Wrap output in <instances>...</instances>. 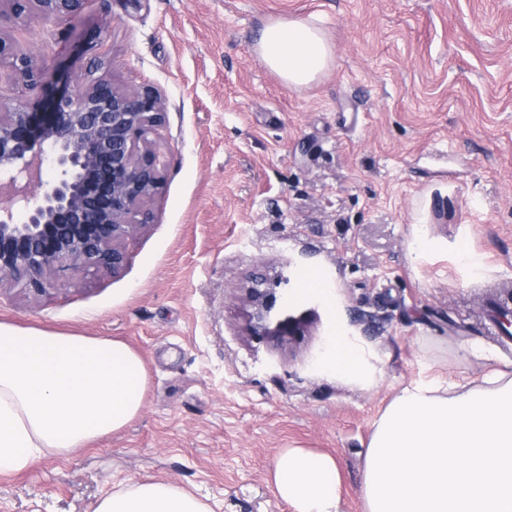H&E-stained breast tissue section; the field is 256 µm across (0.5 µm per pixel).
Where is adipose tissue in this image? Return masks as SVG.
I'll use <instances>...</instances> for the list:
<instances>
[{
  "instance_id": "ef3b65f1",
  "label": "adipose tissue",
  "mask_w": 512,
  "mask_h": 512,
  "mask_svg": "<svg viewBox=\"0 0 512 512\" xmlns=\"http://www.w3.org/2000/svg\"><path fill=\"white\" fill-rule=\"evenodd\" d=\"M254 50L291 88L314 82L334 59L322 30L295 18L267 23ZM326 365L350 383L375 378L343 336ZM146 385L140 356L123 342L0 323V475L121 430L138 415ZM453 455L462 465H449ZM273 484L293 512H338L341 479L330 455L285 449ZM362 493L365 512H512V374L475 389L402 388L375 426ZM93 512L210 510L177 485L143 481L104 496Z\"/></svg>"
}]
</instances>
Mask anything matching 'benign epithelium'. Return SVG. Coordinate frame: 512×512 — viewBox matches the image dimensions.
I'll use <instances>...</instances> for the list:
<instances>
[{"mask_svg":"<svg viewBox=\"0 0 512 512\" xmlns=\"http://www.w3.org/2000/svg\"><path fill=\"white\" fill-rule=\"evenodd\" d=\"M85 0H0V71L27 92L47 87L40 56L17 49L9 23L31 12L64 19ZM167 126L163 92L100 75L51 111L0 106V288L42 294L74 267L118 273L124 243L153 222L149 202L167 167L157 148ZM263 278L247 288L253 335L282 342L304 334L306 315L274 313Z\"/></svg>","mask_w":512,"mask_h":512,"instance_id":"1","label":"benign epithelium"}]
</instances>
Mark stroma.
I'll use <instances>...</instances> for the list:
<instances>
[{"instance_id":"35a3bbf8","label":"stroma","mask_w":512,"mask_h":512,"mask_svg":"<svg viewBox=\"0 0 512 512\" xmlns=\"http://www.w3.org/2000/svg\"><path fill=\"white\" fill-rule=\"evenodd\" d=\"M285 17L334 47L300 90L254 51ZM17 29L60 88L107 46L104 73L161 89L168 167L120 274L0 290V322L123 341L148 373L123 430L0 475V512H92L147 479L212 512H293L272 479L288 448L333 456L339 512H363L366 448L403 387L512 372L488 304L512 307V0H87ZM258 268L271 287L288 270L292 315L315 310L303 336L250 335ZM334 336L373 384L324 368Z\"/></svg>"}]
</instances>
